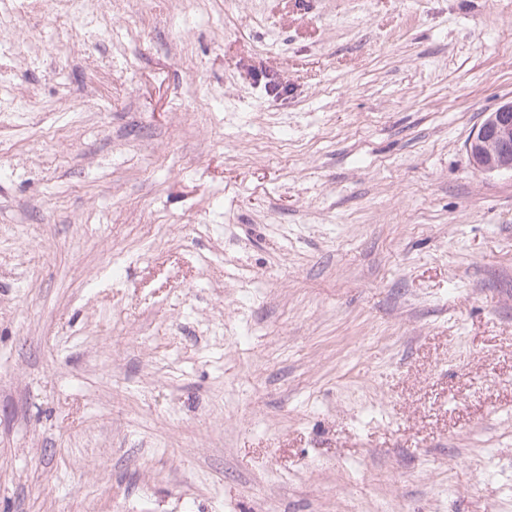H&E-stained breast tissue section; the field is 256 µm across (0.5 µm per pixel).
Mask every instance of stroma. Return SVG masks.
Returning a JSON list of instances; mask_svg holds the SVG:
<instances>
[{
	"instance_id": "1",
	"label": "stroma",
	"mask_w": 512,
	"mask_h": 512,
	"mask_svg": "<svg viewBox=\"0 0 512 512\" xmlns=\"http://www.w3.org/2000/svg\"><path fill=\"white\" fill-rule=\"evenodd\" d=\"M512 0L0 16V512H512ZM467 151L480 172H512V102L490 114L472 135Z\"/></svg>"
}]
</instances>
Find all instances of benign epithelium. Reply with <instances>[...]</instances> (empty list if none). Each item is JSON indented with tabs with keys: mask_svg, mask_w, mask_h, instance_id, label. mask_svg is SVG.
<instances>
[{
	"mask_svg": "<svg viewBox=\"0 0 512 512\" xmlns=\"http://www.w3.org/2000/svg\"><path fill=\"white\" fill-rule=\"evenodd\" d=\"M467 151L480 172H512V102L490 114L472 135Z\"/></svg>",
	"mask_w": 512,
	"mask_h": 512,
	"instance_id": "1",
	"label": "benign epithelium"
}]
</instances>
